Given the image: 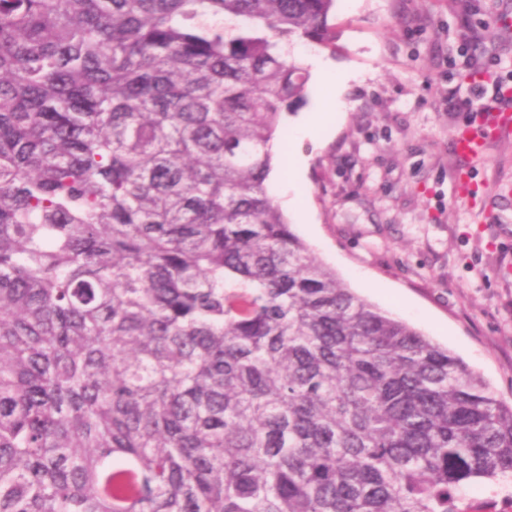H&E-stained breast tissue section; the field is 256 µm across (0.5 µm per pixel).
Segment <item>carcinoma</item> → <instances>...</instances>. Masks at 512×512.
Wrapping results in <instances>:
<instances>
[{"label":"carcinoma","instance_id":"1","mask_svg":"<svg viewBox=\"0 0 512 512\" xmlns=\"http://www.w3.org/2000/svg\"><path fill=\"white\" fill-rule=\"evenodd\" d=\"M337 0H0V512H462L512 405L266 180Z\"/></svg>","mask_w":512,"mask_h":512}]
</instances>
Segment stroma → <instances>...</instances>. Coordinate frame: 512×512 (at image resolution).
<instances>
[{
  "mask_svg": "<svg viewBox=\"0 0 512 512\" xmlns=\"http://www.w3.org/2000/svg\"><path fill=\"white\" fill-rule=\"evenodd\" d=\"M331 47L300 45L357 72L330 135L299 138L322 87L284 115L292 152L306 157L283 213L294 232L356 294L448 348L512 404V134L484 157H458L453 132L477 124L466 111L476 58L484 88H512V0H338ZM466 512H512V479L478 480Z\"/></svg>",
  "mask_w": 512,
  "mask_h": 512,
  "instance_id": "35a3bbf8",
  "label": "stroma"
}]
</instances>
